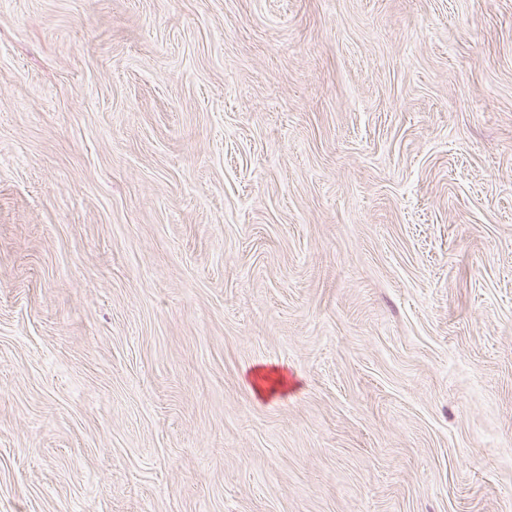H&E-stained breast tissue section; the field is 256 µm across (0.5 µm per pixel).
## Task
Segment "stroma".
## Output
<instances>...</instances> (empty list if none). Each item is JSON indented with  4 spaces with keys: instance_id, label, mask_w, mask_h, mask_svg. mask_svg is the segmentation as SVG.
<instances>
[{
    "instance_id": "obj_1",
    "label": "stroma",
    "mask_w": 512,
    "mask_h": 512,
    "mask_svg": "<svg viewBox=\"0 0 512 512\" xmlns=\"http://www.w3.org/2000/svg\"><path fill=\"white\" fill-rule=\"evenodd\" d=\"M0 512H512V0H0ZM253 384L261 397L267 398L282 390L287 379L280 370L257 368L252 372Z\"/></svg>"
}]
</instances>
